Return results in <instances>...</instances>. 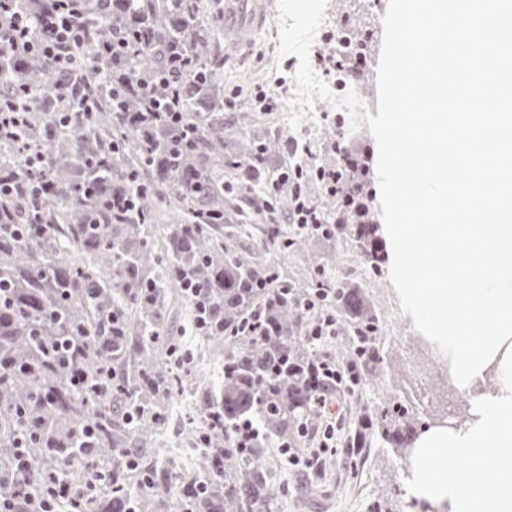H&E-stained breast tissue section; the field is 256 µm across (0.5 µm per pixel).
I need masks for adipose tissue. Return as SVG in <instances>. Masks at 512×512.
<instances>
[{"label": "adipose tissue", "mask_w": 512, "mask_h": 512, "mask_svg": "<svg viewBox=\"0 0 512 512\" xmlns=\"http://www.w3.org/2000/svg\"><path fill=\"white\" fill-rule=\"evenodd\" d=\"M465 423L435 424L412 443L407 489L438 512H512V339L467 390ZM466 464L449 471V457Z\"/></svg>", "instance_id": "adipose-tissue-1"}]
</instances>
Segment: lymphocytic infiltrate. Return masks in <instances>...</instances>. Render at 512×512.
Returning a JSON list of instances; mask_svg holds the SVG:
<instances>
[{
    "instance_id": "1",
    "label": "lymphocytic infiltrate",
    "mask_w": 512,
    "mask_h": 512,
    "mask_svg": "<svg viewBox=\"0 0 512 512\" xmlns=\"http://www.w3.org/2000/svg\"><path fill=\"white\" fill-rule=\"evenodd\" d=\"M18 0H0V49L14 55H37L49 60L63 80L56 91L58 98L68 96V80L83 73L88 57L83 48L88 42L86 17L90 7L103 6L105 0H47L43 10L35 13L20 10ZM35 93L22 86L0 94V142H23L26 135V112ZM334 165L312 169L326 192L338 200L333 214H323L311 198L298 201L283 217L284 223L316 228L322 224H369L373 215L368 196L360 179L369 169L370 153L366 147L348 143L335 147ZM345 367L323 359L314 378L324 393L320 407L330 417L323 431L320 449H327L336 434L340 417L331 407L344 384ZM77 491L69 483L49 478L42 492L25 495L10 486H0V512H59L64 501H75Z\"/></svg>"
}]
</instances>
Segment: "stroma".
Returning a JSON list of instances; mask_svg holds the SVG:
<instances>
[{"label": "stroma", "instance_id": "1", "mask_svg": "<svg viewBox=\"0 0 512 512\" xmlns=\"http://www.w3.org/2000/svg\"><path fill=\"white\" fill-rule=\"evenodd\" d=\"M388 0H328V29L344 27L368 36V59L358 82L356 93L377 113V65L383 40L382 18ZM279 28L269 21L260 31L250 34L247 49L224 54V86L242 91L235 107L224 113V125L233 132L241 130L242 113L251 111L255 86L284 82L286 92H293V75L299 60L290 55L276 60ZM316 119L303 132L291 129L285 110L264 113L267 130L281 142L297 140L313 160L324 159L334 136V120H347V110L316 101ZM352 268L362 281L370 301L379 307L384 321L380 346L386 354L388 369L355 392L346 393L341 408L344 428L336 438V456L326 458L319 473L289 464L287 459L275 461L270 477L283 488L282 496L268 507V512H368L375 501H382L383 512H418L406 491L408 448H385L380 444L347 455L344 447L365 412L405 406L412 419L413 433L436 423L465 416L466 398L450 384L447 368L423 344L402 314L389 280L386 266L377 271L365 268L359 250L352 241H344L337 254L327 262L325 273L335 276L337 267Z\"/></svg>", "mask_w": 512, "mask_h": 512}]
</instances>
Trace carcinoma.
Wrapping results in <instances>:
<instances>
[{
    "instance_id": "obj_1",
    "label": "carcinoma",
    "mask_w": 512,
    "mask_h": 512,
    "mask_svg": "<svg viewBox=\"0 0 512 512\" xmlns=\"http://www.w3.org/2000/svg\"><path fill=\"white\" fill-rule=\"evenodd\" d=\"M91 39L108 40L135 27L146 40L133 46L118 74L128 87L123 104H112V77L86 80L99 99L91 116L51 98L58 74L38 57H0V89L20 84L41 93L29 117V151L42 153L53 189L32 203L15 198L0 218L24 221L36 207L46 232L35 237L0 236V476L12 480V453L19 428L16 408L35 433L31 467L17 480L31 492L47 474H59L80 490L92 469L104 466L106 482L82 495L79 512H267L281 492L261 458L274 439L296 456L309 453L302 427L319 420L320 390L309 374L322 355L303 336L313 313L303 303L325 289L336 312L334 358L357 364L355 385L381 368L379 312L357 278L343 272L318 277L329 249L350 238L364 260L377 265L367 224L322 226L307 233L277 225L283 251L302 255V271L288 274L263 258L274 249L271 231L250 242L251 231L235 224L244 183L258 188L288 169L271 163L281 143L253 127L229 144L219 69L224 63V27L204 11L202 0H111L90 13ZM175 46L194 64L183 85L179 126L142 117L144 104L162 94L139 83L160 69ZM19 148L0 144V175L23 185L30 172ZM261 154L258 172L247 178L241 164ZM292 191L283 183L271 221L285 214ZM124 196L126 208L101 207L104 197ZM186 301L196 336L224 341L221 385L194 391L196 415L206 446L201 469L180 471L173 460L149 454L169 402L183 394L187 377L174 371L161 343L170 297ZM80 336L83 353L74 368L82 388L56 366L42 343ZM408 412L397 407L372 411L359 420L352 448L392 443ZM252 421L259 436L249 456L232 452L233 430ZM124 448H140L128 463Z\"/></svg>"
}]
</instances>
